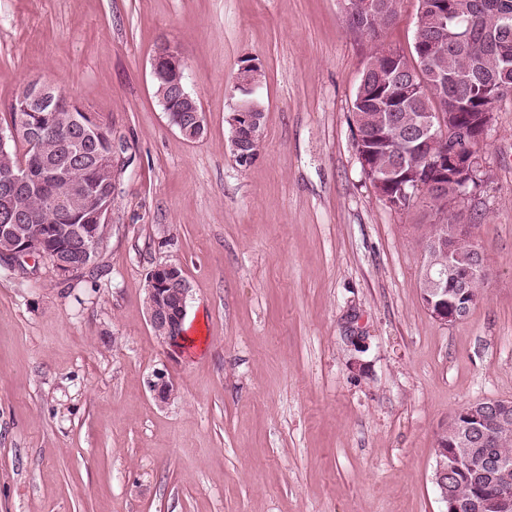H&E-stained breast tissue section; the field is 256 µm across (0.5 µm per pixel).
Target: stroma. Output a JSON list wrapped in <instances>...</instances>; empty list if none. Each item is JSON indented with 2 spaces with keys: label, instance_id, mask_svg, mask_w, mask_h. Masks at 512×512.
Masks as SVG:
<instances>
[{
  "label": "stroma",
  "instance_id": "stroma-1",
  "mask_svg": "<svg viewBox=\"0 0 512 512\" xmlns=\"http://www.w3.org/2000/svg\"><path fill=\"white\" fill-rule=\"evenodd\" d=\"M418 6L399 0L374 42L340 0H0V125L39 78L129 159L95 272L0 263V512H441L439 430L512 399V96L475 193L448 204L492 273L446 326L420 298L419 239L440 215L379 198L350 112L375 44L412 54ZM165 41L205 114L194 141L155 95ZM253 58L265 132L243 167L228 119ZM162 260L190 282L203 355L149 325ZM159 372L176 389L162 409Z\"/></svg>",
  "mask_w": 512,
  "mask_h": 512
}]
</instances>
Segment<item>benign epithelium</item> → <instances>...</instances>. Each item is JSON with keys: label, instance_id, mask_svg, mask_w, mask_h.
Instances as JSON below:
<instances>
[{"label": "benign epithelium", "instance_id": "1", "mask_svg": "<svg viewBox=\"0 0 512 512\" xmlns=\"http://www.w3.org/2000/svg\"><path fill=\"white\" fill-rule=\"evenodd\" d=\"M350 13L361 22L371 20L377 14L376 0H352L347 5ZM174 70L168 82L171 111L168 124L180 134H189L191 139L200 138L205 129V116L197 97L189 89L182 55L177 47L163 42L158 47L152 62V77L160 79L165 71ZM261 67L252 60H246L238 69L233 89L244 94L257 95L261 84L257 73ZM418 87L408 81L399 84L398 94L393 99L390 111L394 112L402 102L412 98ZM24 110L29 115L23 118L26 134L34 160L23 161L16 166L3 169V184L0 185V216L6 224L0 226V236L11 241L13 255L28 259L34 255L50 262L55 272L64 278L74 274L77 266H90L98 257L112 227V202L107 193L89 183L70 186L67 194L55 196L51 204L60 211H81L95 219L93 224H84L56 233H42L28 236L17 230V225L32 220V213L25 205V199L45 180L65 181L70 168L63 161L48 168L44 164L45 151L41 126L55 119L57 105L62 103L64 94L38 79L27 82L21 89ZM69 121L81 139H92L102 133L95 114L74 104L67 107ZM494 112L486 109L469 121L444 119L424 113L419 117L415 144L412 150L426 156L433 164V180H421V170L406 161V155L395 156L391 164L381 167L372 160L369 148L359 145L358 160L365 177L374 186L378 196L390 207L399 206L394 188H412L414 193L429 187H438L448 181L454 187L453 199L461 200L469 189L478 184L481 158L477 149L458 151L449 158L433 159L440 145L447 141L439 136V129L448 127V136L459 133L475 144L484 141L493 122ZM265 112H255L237 102L231 113V144L239 165L247 167L258 156L257 147L264 133ZM469 249L471 266L477 269L482 279L490 276V265L480 261L482 250L468 228L451 224L448 230L433 239V249L453 259L463 249ZM154 287L149 289L147 298L148 321L153 331L164 333L160 340L164 344L181 341L190 284L182 269L172 263L158 262L150 271ZM423 288L421 299L425 308L440 323L455 325L463 321L470 311L466 279L448 290V270L427 261L422 272ZM153 399L160 407L167 405L174 397L173 385L165 376H156L151 383ZM512 399H483L458 408L449 423L441 429L438 437L436 466L433 483L438 499L444 505L443 512H460L467 506L473 512H512V457L503 453L481 452L474 445L489 442L506 443L512 440ZM456 470L466 475L467 487L449 484L448 476Z\"/></svg>", "mask_w": 512, "mask_h": 512}]
</instances>
